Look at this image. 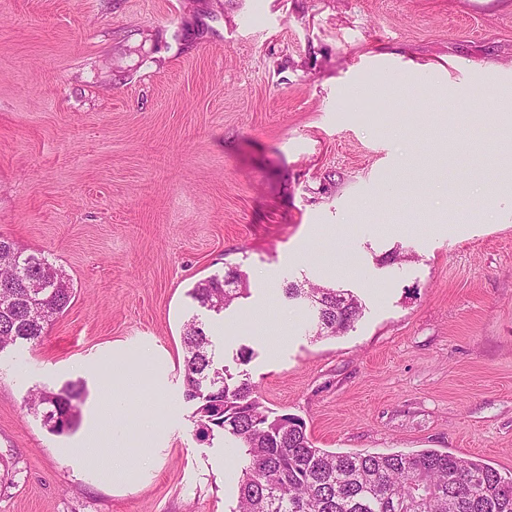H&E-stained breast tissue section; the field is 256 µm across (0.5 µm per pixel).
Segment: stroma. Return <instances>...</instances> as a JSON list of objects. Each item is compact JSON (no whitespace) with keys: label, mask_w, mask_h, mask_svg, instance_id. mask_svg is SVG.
I'll return each instance as SVG.
<instances>
[{"label":"stroma","mask_w":512,"mask_h":512,"mask_svg":"<svg viewBox=\"0 0 512 512\" xmlns=\"http://www.w3.org/2000/svg\"><path fill=\"white\" fill-rule=\"evenodd\" d=\"M511 97L512 0H0V234L75 288L0 352V512H231L242 450L183 395L194 318L316 447L512 475ZM231 267L248 296L190 297ZM308 281L358 297L352 329L309 335L283 292ZM116 363L151 374L119 392L154 428L123 481L85 451L122 434L97 417ZM76 380L50 434L26 396Z\"/></svg>","instance_id":"obj_1"}]
</instances>
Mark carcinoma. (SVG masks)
Returning a JSON list of instances; mask_svg holds the SVG:
<instances>
[{
    "mask_svg": "<svg viewBox=\"0 0 512 512\" xmlns=\"http://www.w3.org/2000/svg\"><path fill=\"white\" fill-rule=\"evenodd\" d=\"M15 264L0 266V353L18 342L33 346L46 336L53 319L74 298L63 271L40 250H22L0 236ZM238 287L226 290L224 283ZM25 282L40 288L29 292ZM247 294L236 269L199 281L190 296L216 314ZM287 298L313 312L317 337L346 333L362 314L358 299L344 289L290 283ZM183 385L186 399L198 403L197 437L224 429L244 448L246 464L232 512H512V475L502 476L479 459L426 449L415 453H336L317 448L302 419L278 414L254 394L245 378L237 382L217 367L205 326L184 325ZM81 381L60 388L44 386L29 393L27 408L41 414L54 435L74 432L80 423ZM18 461L0 454V484L16 476Z\"/></svg>",
    "mask_w": 512,
    "mask_h": 512,
    "instance_id": "carcinoma-1",
    "label": "carcinoma"
}]
</instances>
